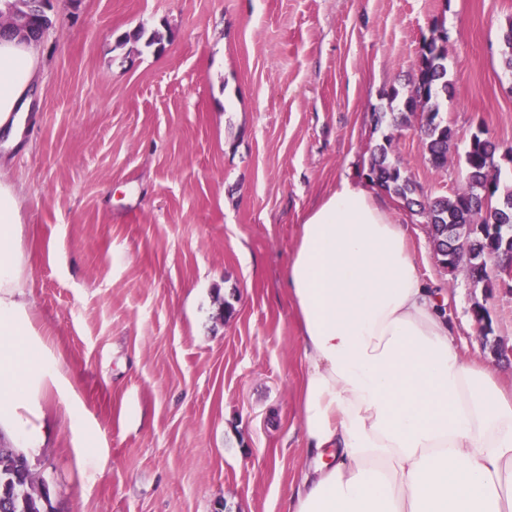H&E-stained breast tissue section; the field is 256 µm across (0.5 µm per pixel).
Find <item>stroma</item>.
I'll list each match as a JSON object with an SVG mask.
<instances>
[{
    "label": "stroma",
    "mask_w": 512,
    "mask_h": 512,
    "mask_svg": "<svg viewBox=\"0 0 512 512\" xmlns=\"http://www.w3.org/2000/svg\"><path fill=\"white\" fill-rule=\"evenodd\" d=\"M49 14L33 127L0 157L21 218L15 297L70 386H42L26 412L45 437L29 462L54 512H281L307 464L284 279L301 219L341 175L364 177L384 134L432 198L465 188L473 132L512 147V0H51ZM439 22L442 169L417 122L373 119ZM141 26L162 48L132 40ZM389 203L460 351L511 385L512 294L442 269L425 218Z\"/></svg>",
    "instance_id": "obj_1"
}]
</instances>
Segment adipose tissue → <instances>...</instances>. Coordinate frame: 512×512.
<instances>
[{"mask_svg": "<svg viewBox=\"0 0 512 512\" xmlns=\"http://www.w3.org/2000/svg\"><path fill=\"white\" fill-rule=\"evenodd\" d=\"M33 44L0 39V128L22 133L43 85ZM19 207L0 183V428L43 443L21 411L63 367L33 345L16 300ZM313 459L284 512H512V389L456 347L445 297L370 181L340 177L303 218L287 272Z\"/></svg>", "mask_w": 512, "mask_h": 512, "instance_id": "obj_1", "label": "adipose tissue"}]
</instances>
